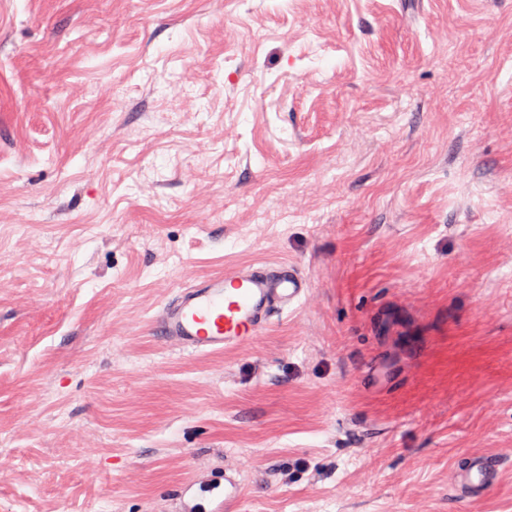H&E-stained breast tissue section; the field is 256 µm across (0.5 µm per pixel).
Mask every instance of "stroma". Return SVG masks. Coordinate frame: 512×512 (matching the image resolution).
<instances>
[{
    "instance_id": "stroma-1",
    "label": "stroma",
    "mask_w": 512,
    "mask_h": 512,
    "mask_svg": "<svg viewBox=\"0 0 512 512\" xmlns=\"http://www.w3.org/2000/svg\"><path fill=\"white\" fill-rule=\"evenodd\" d=\"M278 262L249 345L153 336ZM224 469L241 512H512V0H0V512ZM307 290L288 263L204 276L164 305L152 330L183 351L221 352L248 344L277 311L299 304ZM501 478L502 466L499 461L477 452L469 454L454 468L456 489L469 498L488 495L498 487Z\"/></svg>"
}]
</instances>
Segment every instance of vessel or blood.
<instances>
[{"instance_id":"vessel-or-blood-1","label":"vessel or blood","mask_w":512,"mask_h":512,"mask_svg":"<svg viewBox=\"0 0 512 512\" xmlns=\"http://www.w3.org/2000/svg\"><path fill=\"white\" fill-rule=\"evenodd\" d=\"M307 283L292 265H251L196 279L162 308L153 331L192 353L221 352L248 344L279 311L293 308ZM499 461L472 453L454 468L457 491L488 495L501 482ZM242 497L236 475L207 474L179 493L177 512H233Z\"/></svg>"}]
</instances>
